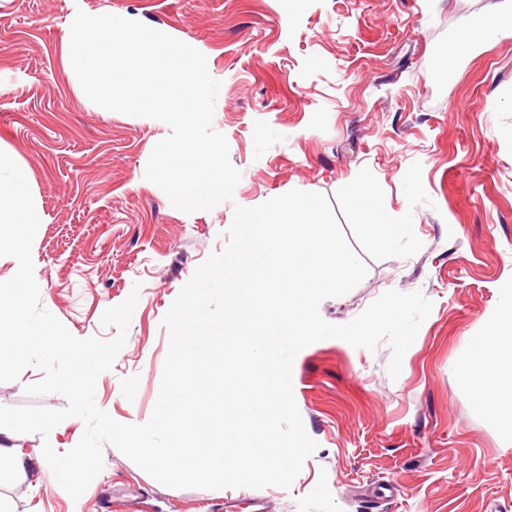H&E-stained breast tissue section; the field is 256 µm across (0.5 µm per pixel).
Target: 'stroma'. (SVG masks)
Wrapping results in <instances>:
<instances>
[{
    "label": "stroma",
    "instance_id": "35a3bbf8",
    "mask_svg": "<svg viewBox=\"0 0 512 512\" xmlns=\"http://www.w3.org/2000/svg\"><path fill=\"white\" fill-rule=\"evenodd\" d=\"M506 0H0V150L24 165L41 213L32 246L41 302L78 338L116 336L103 312L137 294L127 340L96 383L116 421L145 423L168 349L161 321L195 269L230 241L235 205L293 189L323 194L368 273L322 301L349 322L383 292L433 303L390 379L388 342L340 339L295 357L292 382L318 447L290 488L174 489L113 447L79 499L57 483L44 443L66 452L85 426L24 434L20 475L0 482L13 512H512V442L477 411L459 372L463 336L512 293V34L468 53L455 35ZM140 21L195 45L219 80L213 127L241 172L232 200L182 212L145 178L158 120L87 105L65 63L76 11ZM369 190L388 246L349 189ZM29 368L0 383V406L63 408L31 397ZM351 200L353 206L369 218L367 228L377 231L379 242L383 245L393 243L406 231V225L387 224L383 214L375 207L374 198L366 190L354 186L352 189Z\"/></svg>",
    "mask_w": 512,
    "mask_h": 512
}]
</instances>
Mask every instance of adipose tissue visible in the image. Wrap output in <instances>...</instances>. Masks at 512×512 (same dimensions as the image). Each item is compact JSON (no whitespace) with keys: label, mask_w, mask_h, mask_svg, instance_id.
<instances>
[{"label":"adipose tissue","mask_w":512,"mask_h":512,"mask_svg":"<svg viewBox=\"0 0 512 512\" xmlns=\"http://www.w3.org/2000/svg\"><path fill=\"white\" fill-rule=\"evenodd\" d=\"M512 32V6L471 26H462L456 45L459 50L476 49ZM512 331V295L504 299L497 317L480 335L464 337L463 342L479 366L464 365L462 374L471 386L474 403L483 409L500 408L512 395V345H505L503 334Z\"/></svg>","instance_id":"adipose-tissue-1"}]
</instances>
